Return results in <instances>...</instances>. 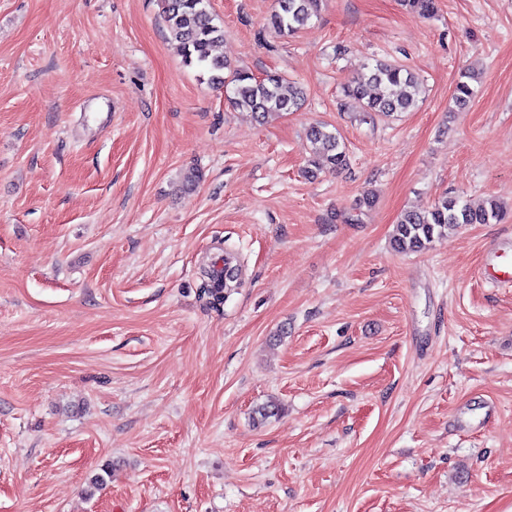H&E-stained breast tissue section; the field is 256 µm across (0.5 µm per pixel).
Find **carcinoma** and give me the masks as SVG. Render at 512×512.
<instances>
[{
    "label": "carcinoma",
    "mask_w": 512,
    "mask_h": 512,
    "mask_svg": "<svg viewBox=\"0 0 512 512\" xmlns=\"http://www.w3.org/2000/svg\"><path fill=\"white\" fill-rule=\"evenodd\" d=\"M278 9L271 15V27L281 35H293L304 27L317 9V0H277ZM167 37L177 44L184 63L208 75L210 84L230 90L229 101L250 111L258 120L271 114L293 112L299 108L303 91L285 86L276 72L260 78L244 69H233L224 57L214 54L223 40L224 28L214 23L209 0H162ZM473 72L464 73L453 92L458 105L467 103L474 91ZM345 95L366 100V112L386 118L416 109L423 101L424 85L417 74L387 60L377 59L366 71L353 78ZM314 160L319 169L341 170L347 166V154L337 134L325 125L308 129ZM501 216L494 201L486 207H473L457 197H444L425 211H407L397 222L393 246L400 252H422L436 236L448 233L461 224H488ZM231 280L211 277L202 282L200 295L213 306L224 303Z\"/></svg>",
    "instance_id": "cac0c4a2"
}]
</instances>
